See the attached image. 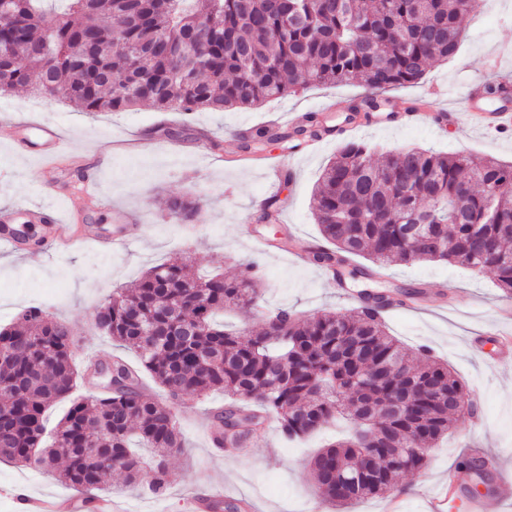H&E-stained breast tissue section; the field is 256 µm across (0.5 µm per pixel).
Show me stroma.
I'll use <instances>...</instances> for the list:
<instances>
[{
	"label": "stroma",
	"mask_w": 512,
	"mask_h": 512,
	"mask_svg": "<svg viewBox=\"0 0 512 512\" xmlns=\"http://www.w3.org/2000/svg\"><path fill=\"white\" fill-rule=\"evenodd\" d=\"M461 27L456 55L431 63L419 83L387 93L383 106L384 111L398 112L430 103L456 112L458 125L366 122L359 136L373 146L374 161L393 149L421 147L512 162V131L489 134L460 126L467 113L460 93L468 83L512 77V0H484L476 13L463 18ZM365 94L364 87L352 82L314 86L259 106L223 111L161 112L143 105L93 115L70 105L62 93L50 103L33 101L26 89L0 93V116L21 114L59 124L72 158L86 163L82 173L65 167L59 183L50 186L43 181L41 161L0 139V208L45 203L58 210L70 207L76 234L104 237L116 229L112 211L118 208L129 215L126 232L131 239L126 249L112 254L89 241L58 253L43 226H26L22 250L0 249V325L38 306L75 326L76 362L94 354L108 362L119 353L134 360L132 351L95 329L93 309L113 289L131 285L149 268L170 260L185 261L202 274L217 269L229 279L240 276L249 261H259L258 314L224 317L228 328L245 335L262 328L265 310L289 308L304 317L325 309L346 313L357 306L364 290L418 285L423 292L417 307L384 314L386 328L408 347H427L447 363L466 384L480 416H462L448 439L430 452L426 466L400 479L401 512H421L423 495L446 484L449 469L476 448L500 454L501 472L511 478L512 370H502L501 349L490 338L497 331L512 333V321L496 319L502 294L493 274L457 263L419 262L391 267L375 283L350 271L343 275V289H336L306 253L323 242L311 199L339 141L327 142L312 154L293 153L279 144L262 153L244 148L248 136L243 125L258 130L285 112L316 116L325 127H344L348 106ZM274 157L287 159L293 174L271 196L266 192V164ZM86 172L95 175L111 209L88 201L69 204L72 188ZM176 197L198 200L196 221L182 225L170 217L169 204ZM260 235L279 241L293 237L296 251L259 253L255 239ZM223 402L220 392L180 400L176 412L186 446L169 458L163 494H153L144 483L125 485L116 474L109 495L128 512H182L188 492L219 487L228 501L250 497L254 512H336L320 497L309 464L314 451L337 435V427L294 443L273 427L246 441V455H235L207 441L214 421L206 410ZM11 486L40 495L71 491L54 470L0 462V488Z\"/></svg>",
	"instance_id": "stroma-1"
}]
</instances>
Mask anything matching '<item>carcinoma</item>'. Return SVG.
Listing matches in <instances>:
<instances>
[{"mask_svg":"<svg viewBox=\"0 0 512 512\" xmlns=\"http://www.w3.org/2000/svg\"><path fill=\"white\" fill-rule=\"evenodd\" d=\"M39 0H0L20 26L0 24V92L37 81L50 102L60 88L78 109L96 114L150 104L162 111L251 107L311 85L356 81L363 104L420 80L428 65L456 54L462 16L478 0H68L50 28ZM315 117L290 130L261 129L245 144L276 141L296 150L317 135ZM363 142L344 145L313 195L317 224L333 248L310 261L337 275L366 256L379 277L393 263L474 261L512 295V164L445 157L419 148L390 152L375 164ZM494 199L496 221L485 215ZM180 222L198 203L175 198ZM257 264L238 280L202 278L182 262L150 268L95 310L98 328L138 354L112 362L113 384L91 399H70L79 376L75 328L34 307L0 327V459L34 467L63 464L59 478L86 494L106 490L112 474L130 484L166 485L167 460L184 448L174 400L220 390L217 441L247 435L238 427L273 414L289 439L305 438L342 417L349 431L320 449L310 476L325 500L345 505L386 496L462 415L438 396L465 385L422 347L423 363L385 331L376 309L393 295L366 293L347 313L301 318L267 315L249 339L215 321L251 311ZM172 399L145 396L143 374ZM70 405L51 433L44 414ZM153 451L137 455L133 440Z\"/></svg>","mask_w":512,"mask_h":512,"instance_id":"obj_1","label":"carcinoma"}]
</instances>
